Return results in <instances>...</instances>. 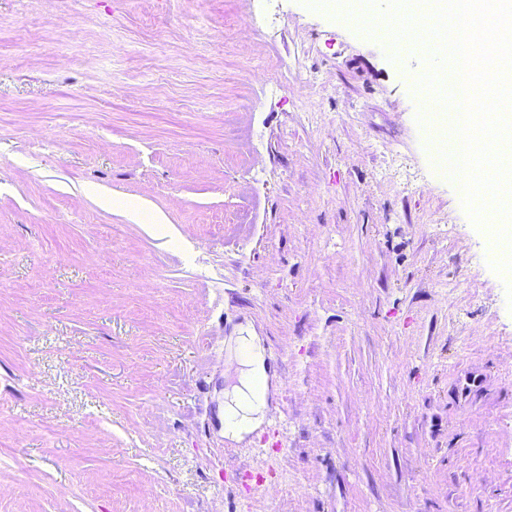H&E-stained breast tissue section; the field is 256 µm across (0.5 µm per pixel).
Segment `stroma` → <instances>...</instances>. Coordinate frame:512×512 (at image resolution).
I'll use <instances>...</instances> for the list:
<instances>
[{
	"mask_svg": "<svg viewBox=\"0 0 512 512\" xmlns=\"http://www.w3.org/2000/svg\"><path fill=\"white\" fill-rule=\"evenodd\" d=\"M390 50L303 0H0V512H512V273ZM230 340L240 368L237 384L224 390V436L240 443L264 423L270 375L262 340L252 329L242 328Z\"/></svg>",
	"mask_w": 512,
	"mask_h": 512,
	"instance_id": "1",
	"label": "stroma"
}]
</instances>
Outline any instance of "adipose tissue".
I'll return each mask as SVG.
<instances>
[{
  "label": "adipose tissue",
  "instance_id": "ef3b65f1",
  "mask_svg": "<svg viewBox=\"0 0 512 512\" xmlns=\"http://www.w3.org/2000/svg\"><path fill=\"white\" fill-rule=\"evenodd\" d=\"M237 382L224 393V435L242 442L263 424L269 409L270 375L262 340L249 328L232 339Z\"/></svg>",
  "mask_w": 512,
  "mask_h": 512
}]
</instances>
